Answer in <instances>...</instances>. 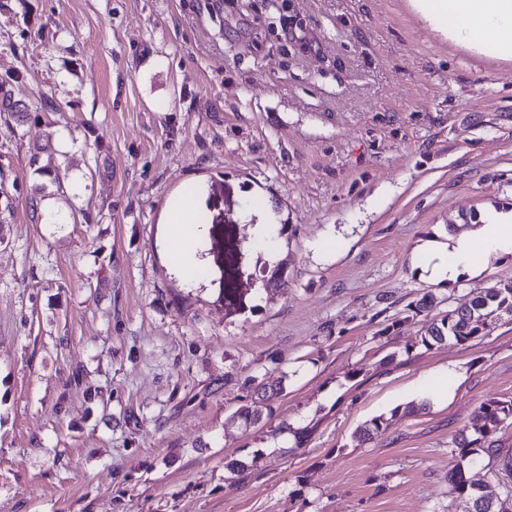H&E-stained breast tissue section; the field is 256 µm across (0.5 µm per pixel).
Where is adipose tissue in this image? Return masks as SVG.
<instances>
[{"label": "adipose tissue", "instance_id": "adipose-tissue-1", "mask_svg": "<svg viewBox=\"0 0 512 512\" xmlns=\"http://www.w3.org/2000/svg\"><path fill=\"white\" fill-rule=\"evenodd\" d=\"M415 7L438 30L456 42L477 49L488 48L512 58V0H413ZM167 229L177 268L191 273L200 261L193 239L199 231L194 220L193 202L176 197ZM423 271L434 282L455 284L480 275L490 257L512 255V218L502 213L483 216L476 228L448 236L446 242L425 249Z\"/></svg>", "mask_w": 512, "mask_h": 512}]
</instances>
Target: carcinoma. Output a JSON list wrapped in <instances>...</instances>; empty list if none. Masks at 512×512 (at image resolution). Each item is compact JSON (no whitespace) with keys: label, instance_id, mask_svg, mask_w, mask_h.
Here are the masks:
<instances>
[{"label":"carcinoma","instance_id":"obj_1","mask_svg":"<svg viewBox=\"0 0 512 512\" xmlns=\"http://www.w3.org/2000/svg\"><path fill=\"white\" fill-rule=\"evenodd\" d=\"M512 314V281L489 288L474 296L466 306L448 309L432 317L425 326L421 343L427 347L442 344L449 339L465 342L477 335L480 324L491 314ZM283 388H267L257 385L251 404L238 410L245 424H257L261 421L268 402L277 398ZM483 420L477 436L462 432L453 437L448 454L453 458V466L448 470L451 482L464 502V512H512V458L500 457L495 435L506 426L512 425V401L489 399L479 406ZM499 460L491 470L503 488V497L495 499L469 483L465 478V467L481 461L482 457Z\"/></svg>","mask_w":512,"mask_h":512}]
</instances>
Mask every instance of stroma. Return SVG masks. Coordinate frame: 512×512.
Listing matches in <instances>:
<instances>
[{"label": "stroma", "mask_w": 512, "mask_h": 512, "mask_svg": "<svg viewBox=\"0 0 512 512\" xmlns=\"http://www.w3.org/2000/svg\"><path fill=\"white\" fill-rule=\"evenodd\" d=\"M289 5L302 26L264 0H0V512H462L448 444L512 400V316L428 348L409 306L512 281L511 257L419 272L428 241L512 211V59L411 0ZM179 194L204 217L187 277ZM227 198L237 312L210 234ZM257 384L284 391L247 429ZM170 210L173 218L168 224L167 237L171 252L177 268L183 274H190L200 264L197 250L191 247L193 239L197 240L199 236L193 215V202L189 197L178 196ZM246 210L250 218L255 219V232L256 235L260 239H265L270 235V232L273 230V224H266L267 216L269 214V210L264 201H256L251 200L247 206Z\"/></svg>", "instance_id": "1"}]
</instances>
